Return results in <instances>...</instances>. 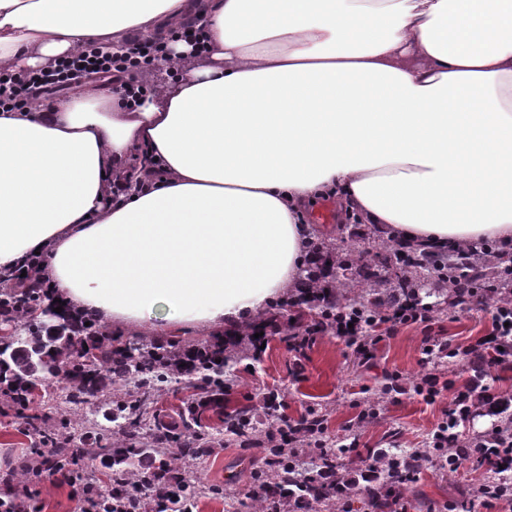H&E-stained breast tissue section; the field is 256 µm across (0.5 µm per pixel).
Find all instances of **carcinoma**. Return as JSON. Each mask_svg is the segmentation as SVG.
<instances>
[{
  "mask_svg": "<svg viewBox=\"0 0 512 512\" xmlns=\"http://www.w3.org/2000/svg\"><path fill=\"white\" fill-rule=\"evenodd\" d=\"M321 257L334 266L332 282L324 283ZM460 280L465 288H512V254L496 250L486 242L481 246H457L442 253L403 252L386 245L372 263H358L323 242L314 244L301 287L331 289L338 300L350 306L383 305L394 291L407 286L415 291L420 282ZM38 259L24 268L0 269V415L10 416L24 435L33 438L36 448H55L56 468L68 473L77 487L89 477L66 450L77 432L74 415L84 405L97 401L105 408L107 424H93L83 433L107 465H122L136 453L167 457L175 454L202 458L216 448L218 440L203 429L202 415L212 410L224 414V336L192 345L154 344L144 351L135 343L117 342L112 332L89 313L70 312L55 301V295L35 283L43 278ZM370 287L367 301L350 298L344 288ZM283 305L323 316L327 300L288 296ZM62 307L57 317L61 327L54 329L42 320V313ZM188 362L184 374L186 401L179 410L183 428H195L198 438L189 441L174 435L164 444L138 438L153 423L164 422L161 414L149 413L162 384L176 377L178 365ZM65 370L64 392L49 391V382ZM126 388L122 395L112 393V385ZM54 401L51 415L30 412L34 396Z\"/></svg>",
  "mask_w": 512,
  "mask_h": 512,
  "instance_id": "obj_1",
  "label": "carcinoma"
}]
</instances>
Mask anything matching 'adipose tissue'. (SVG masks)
Segmentation results:
<instances>
[{
	"instance_id": "ef3b65f1",
	"label": "adipose tissue",
	"mask_w": 512,
	"mask_h": 512,
	"mask_svg": "<svg viewBox=\"0 0 512 512\" xmlns=\"http://www.w3.org/2000/svg\"><path fill=\"white\" fill-rule=\"evenodd\" d=\"M196 18L201 55L172 37ZM137 36L173 72L141 106L0 112V268L40 255L67 306L238 323L302 279L329 196L417 246L512 245V0H0L18 75Z\"/></svg>"
}]
</instances>
